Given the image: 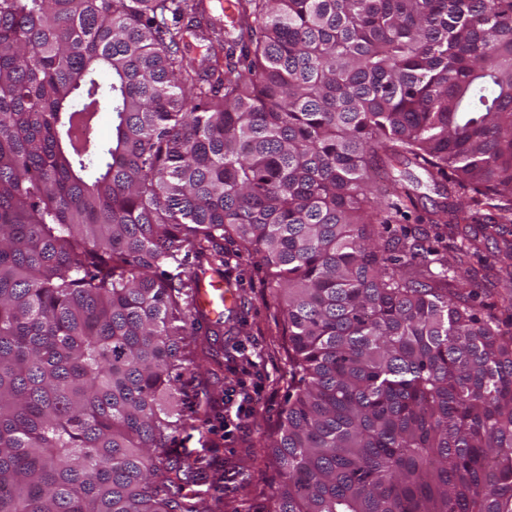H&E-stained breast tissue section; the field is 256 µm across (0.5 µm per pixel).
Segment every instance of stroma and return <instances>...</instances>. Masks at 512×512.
<instances>
[{"mask_svg": "<svg viewBox=\"0 0 512 512\" xmlns=\"http://www.w3.org/2000/svg\"><path fill=\"white\" fill-rule=\"evenodd\" d=\"M230 275H242V299L229 322L230 332L219 337L217 374L206 369L184 375L189 402L209 398L216 418L208 433L185 429L176 445L201 451L207 463L192 504L196 512H213L216 501L244 504L247 512H268L273 469L266 467L262 443L275 428L288 394V373L280 313L255 257L231 258ZM250 473L241 482L231 467Z\"/></svg>", "mask_w": 512, "mask_h": 512, "instance_id": "35a3bbf8", "label": "stroma"}]
</instances>
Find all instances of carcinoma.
Returning a JSON list of instances; mask_svg holds the SVG:
<instances>
[{
  "label": "carcinoma",
  "mask_w": 512,
  "mask_h": 512,
  "mask_svg": "<svg viewBox=\"0 0 512 512\" xmlns=\"http://www.w3.org/2000/svg\"><path fill=\"white\" fill-rule=\"evenodd\" d=\"M230 2L0 0V512H191L226 239L288 336L271 512H512V0ZM399 165L447 244L384 236ZM402 171H406V173H402L403 175H409L408 180L411 177V181H413V185H415L416 188V181H418L420 184L416 189V193L420 196L418 200V206L417 210L411 209V211L408 214V217L406 219H401L400 224H392V229L396 230L399 234L402 228L406 229H416V228H422V225L424 224H417L416 223V216L423 211V206H425L427 209H432L435 205H438L443 199L438 194L437 190L433 186V183L427 176V174L414 167L410 166L407 169L404 170V168H401ZM226 285L220 279H212L211 281L201 280L198 288L195 289L196 305L204 309L212 319L219 318L224 310L234 305V297L232 293L224 290ZM224 292V301L222 302V294Z\"/></svg>",
  "instance_id": "obj_1"
}]
</instances>
